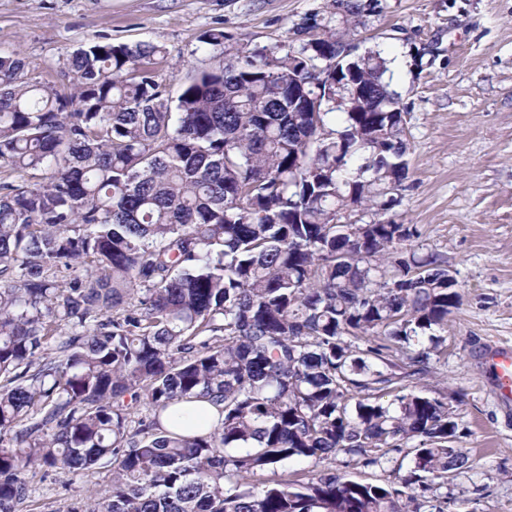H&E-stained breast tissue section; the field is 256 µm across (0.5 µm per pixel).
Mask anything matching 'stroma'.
<instances>
[{"label":"stroma","mask_w":512,"mask_h":512,"mask_svg":"<svg viewBox=\"0 0 512 512\" xmlns=\"http://www.w3.org/2000/svg\"><path fill=\"white\" fill-rule=\"evenodd\" d=\"M366 2L360 46L394 57L406 108L410 177L397 212L421 228L461 294L425 388L452 400L459 445L475 461L448 487L453 510L512 512V407L497 402L478 356L512 342V0ZM315 22L335 25L334 0H0V54H19L31 80L67 94L69 57L90 40L155 43L173 101L195 71ZM211 28L223 29V50L201 43ZM111 481L106 461L80 475L31 474L22 512H71Z\"/></svg>","instance_id":"1"}]
</instances>
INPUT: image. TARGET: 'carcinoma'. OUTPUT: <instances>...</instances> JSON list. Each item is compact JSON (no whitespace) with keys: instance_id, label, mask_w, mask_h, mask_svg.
Masks as SVG:
<instances>
[{"instance_id":"carcinoma-1","label":"carcinoma","mask_w":512,"mask_h":512,"mask_svg":"<svg viewBox=\"0 0 512 512\" xmlns=\"http://www.w3.org/2000/svg\"><path fill=\"white\" fill-rule=\"evenodd\" d=\"M341 2L338 26L243 47L174 106L158 44H84L69 96L0 55V512L30 471L104 460L112 485L73 512H447L475 461L423 388L460 293L394 219L402 95L357 52L365 4ZM318 49L341 77L308 112L288 87ZM357 205L374 220L345 222ZM203 400L217 422L193 435ZM184 411L187 413V420L193 423L201 422L206 427L216 422L218 417L216 408L206 401L188 404Z\"/></svg>"}]
</instances>
